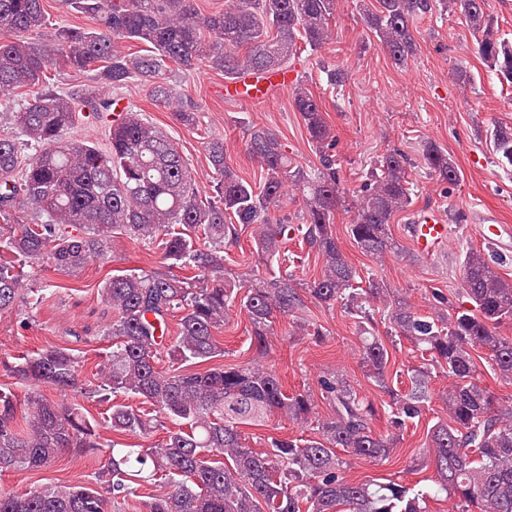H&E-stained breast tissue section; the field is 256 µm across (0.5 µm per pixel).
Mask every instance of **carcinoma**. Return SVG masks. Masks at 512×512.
<instances>
[{"instance_id": "1", "label": "carcinoma", "mask_w": 512, "mask_h": 512, "mask_svg": "<svg viewBox=\"0 0 512 512\" xmlns=\"http://www.w3.org/2000/svg\"><path fill=\"white\" fill-rule=\"evenodd\" d=\"M62 2L98 27L60 25L46 42L43 0H0V100L23 97L12 113L14 134L0 135V314L23 299L22 266L49 262L75 272L105 258L118 235L158 244L177 272L104 280L101 296L114 318L103 339L112 351L96 393L110 403L109 444L101 443L95 419L39 391L78 384L83 360L75 349L55 344L0 361L30 386L22 401L0 389V472L47 469L71 453L95 459L94 476L106 486L104 495L64 481L0 491V512H112L160 479L167 491L141 502L143 512H430L428 502L442 497L455 500L457 512H512V402L481 384L474 358L483 351L493 370L512 380V339L499 333L512 322V278L492 255L471 247L461 265L464 301L451 304L434 292L433 312L421 315L383 282L358 286L360 274L333 230L336 213L351 211L348 234L361 253L414 259L391 231L413 203L408 156L397 149L378 156L357 193H349L321 101L298 83L292 107L318 152L317 172L295 164L272 130L254 126L247 151L261 180L241 176L227 160L224 138L211 137L205 150L213 187L203 198L175 144L142 113L121 106L119 90L136 82L182 124L195 126L196 112L165 80L170 67L186 72L203 64L230 82L286 70L298 42L315 50L331 40L338 0H232L208 14L195 0ZM438 7L464 17L488 69L512 83V42L499 35L487 0H376L364 22L392 63L404 66L418 50L415 21ZM124 43L144 51L126 53ZM60 65L92 74L91 83L59 89L50 67ZM89 122L101 123L105 146L72 134ZM489 143L498 166L511 173L512 126L494 125ZM422 158L438 183L459 182L457 164L437 145L426 144ZM290 186L301 194L303 223L273 224L271 209ZM248 228L266 272L240 280L225 266L224 243ZM291 235L321 258L320 277L301 283L275 270ZM308 300L338 304L357 319L361 364L389 396L385 432L372 426L376 402L337 372L318 381L331 409L318 418L311 395L287 392L275 367L215 362L224 357L218 333L233 310L245 312L259 359L269 354L277 317L294 316ZM378 304L389 321L385 338L374 320ZM395 337L428 359L407 370L411 386L403 393L389 383L386 340ZM164 355L188 370L159 369ZM435 367L453 379L443 398L448 419L428 428L425 464L412 458L407 465L431 468L433 486L349 478L350 460H386L396 452L431 402ZM131 398L149 410L133 408ZM272 416L312 423L317 432L269 436L267 449L256 451L242 427H263ZM160 429L166 435L155 448L128 442ZM104 446L109 456L100 460Z\"/></svg>"}]
</instances>
